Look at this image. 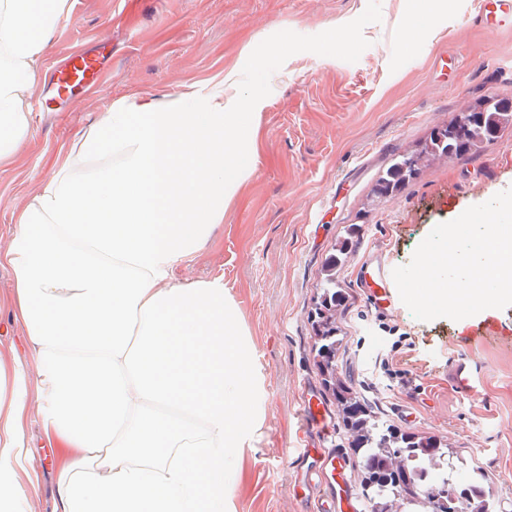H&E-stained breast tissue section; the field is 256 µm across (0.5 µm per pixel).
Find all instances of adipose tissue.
<instances>
[{
  "label": "adipose tissue",
  "mask_w": 512,
  "mask_h": 512,
  "mask_svg": "<svg viewBox=\"0 0 512 512\" xmlns=\"http://www.w3.org/2000/svg\"><path fill=\"white\" fill-rule=\"evenodd\" d=\"M67 0H0V165L32 131L30 99ZM232 75L211 91L124 97L71 142L18 213L0 265L31 366L0 355V512H25L21 428L40 396L55 512H233L262 424L246 329L224 279L177 271L255 170L257 115Z\"/></svg>",
  "instance_id": "ef3b65f1"
}]
</instances>
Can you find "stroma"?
Returning a JSON list of instances; mask_svg holds the SVG:
<instances>
[{
  "label": "stroma",
  "instance_id": "35a3bbf8",
  "mask_svg": "<svg viewBox=\"0 0 512 512\" xmlns=\"http://www.w3.org/2000/svg\"><path fill=\"white\" fill-rule=\"evenodd\" d=\"M478 0H69L42 61L80 49L103 55L97 92L78 91L33 126L17 160L0 167V247L18 211L51 174L76 133L117 99L206 88L226 72L258 112L250 183L226 209L214 242L186 260L180 280L223 276L254 343L264 419L236 480L224 488L235 512H332L324 484L296 467L303 448L349 447L336 403L316 365L309 319L322 265L349 225L356 246L339 273L336 371L384 420L437 435L481 466L500 512H512V306L461 320L415 319L405 305L376 309L359 282L363 260L410 262L440 223L512 187V133L477 154L422 169L373 201L391 159L485 96L512 99V29H488ZM13 273L0 266V351L31 364L25 333L7 307ZM478 384L459 387L461 366ZM323 403L326 436L307 427L303 389ZM23 436L31 457L29 512H52L56 474L29 394Z\"/></svg>",
  "mask_w": 512,
  "mask_h": 512
}]
</instances>
